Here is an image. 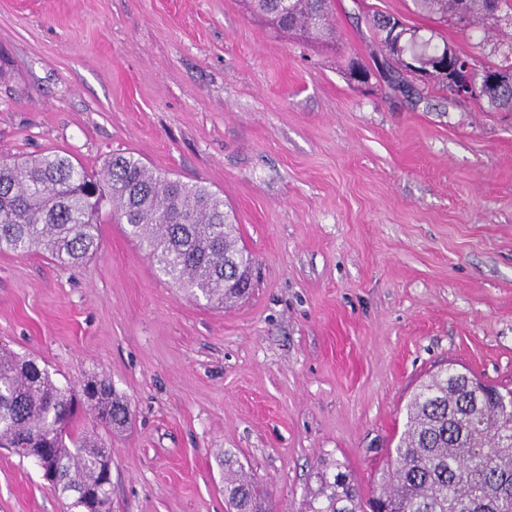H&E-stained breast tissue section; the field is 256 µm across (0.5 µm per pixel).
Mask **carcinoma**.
<instances>
[{"label": "carcinoma", "mask_w": 512, "mask_h": 512, "mask_svg": "<svg viewBox=\"0 0 512 512\" xmlns=\"http://www.w3.org/2000/svg\"><path fill=\"white\" fill-rule=\"evenodd\" d=\"M277 31L305 39L335 38L331 0H246ZM417 9L443 18L470 15L512 27V0H413ZM379 44L395 61L389 86L401 90L423 73L442 91L456 79L491 76L500 82L471 102L488 112L512 111V46L504 63L471 75L447 70L457 52L430 47L393 15L373 18ZM108 213H103V209ZM127 225L159 271L196 299L224 305L252 288V259L237 246L236 225L224 199L206 185L161 176L132 153L114 154L102 174L88 172L57 152L0 161V251L48 252L67 267L101 251L102 215ZM238 260V266L228 264ZM502 391L467 374L440 370L424 381L408 404L407 422L394 464L378 479L381 491L363 497L348 466L327 458L308 512H512V414ZM83 403L109 431L126 427L130 405L112 383L92 376L78 387L58 386L49 370L0 348V447L45 448L59 476L54 490L69 512H90L79 491L109 489L103 461L111 449L73 429ZM224 496L233 512H263L266 491L247 479L226 454Z\"/></svg>", "instance_id": "obj_1"}]
</instances>
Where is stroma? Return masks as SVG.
Masks as SVG:
<instances>
[{"label": "stroma", "instance_id": "35a3bbf8", "mask_svg": "<svg viewBox=\"0 0 512 512\" xmlns=\"http://www.w3.org/2000/svg\"><path fill=\"white\" fill-rule=\"evenodd\" d=\"M323 44L270 28L245 0H0V158L115 153L223 196L255 262L216 309L160 275L123 225L70 269L0 252V337L63 386L111 380L112 512H228L217 455L304 512L322 458L364 496L407 404L439 370L512 388V112L422 83L360 84L386 59L374 12L434 45L500 62L512 28L334 0ZM0 512H68L32 460L0 448Z\"/></svg>", "mask_w": 512, "mask_h": 512}]
</instances>
